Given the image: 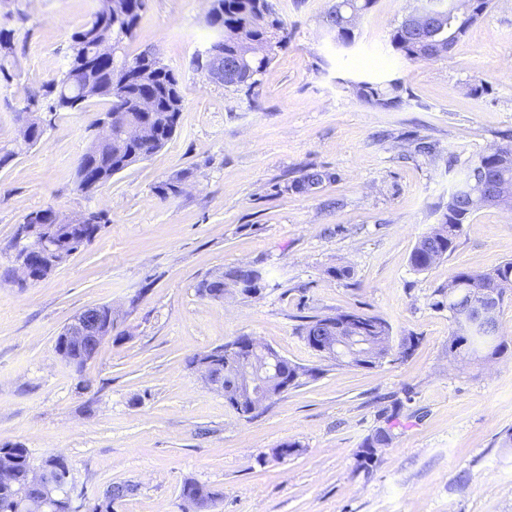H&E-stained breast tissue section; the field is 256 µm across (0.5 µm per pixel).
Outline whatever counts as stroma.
I'll use <instances>...</instances> for the list:
<instances>
[{"label":"stroma","instance_id":"35a3bbf8","mask_svg":"<svg viewBox=\"0 0 512 512\" xmlns=\"http://www.w3.org/2000/svg\"><path fill=\"white\" fill-rule=\"evenodd\" d=\"M273 2L288 46L248 96L191 66L213 38L208 0H148L127 51L156 48L177 72L178 127L86 195L75 170L107 103L57 113L31 146L19 126L99 2L0 0V26L16 32L0 80V149L14 153L0 168V448L23 445L37 464L63 456L90 505L112 483L134 484L112 512H181L188 479L219 492L213 512H512V296L498 317L504 353L458 362L443 305L452 273L512 261V211H478L426 271L409 261L468 165L512 137V0H492L437 61L390 45L411 0H375L347 50L325 32L335 0ZM366 78L398 81L399 106L360 100L352 84ZM310 168L330 180L292 191ZM178 174L182 193L158 196ZM47 207L108 222L18 285L10 244L24 216ZM243 265L263 269L268 287L198 294L201 280ZM338 266L349 279L332 275ZM102 304L124 336L75 373L56 338ZM348 311L383 318L393 344L411 336L414 347L373 367L321 360L304 317ZM243 335L319 375L238 417L189 359ZM388 425L391 444L359 468L367 438ZM286 443L297 452L277 458Z\"/></svg>","mask_w":512,"mask_h":512}]
</instances>
